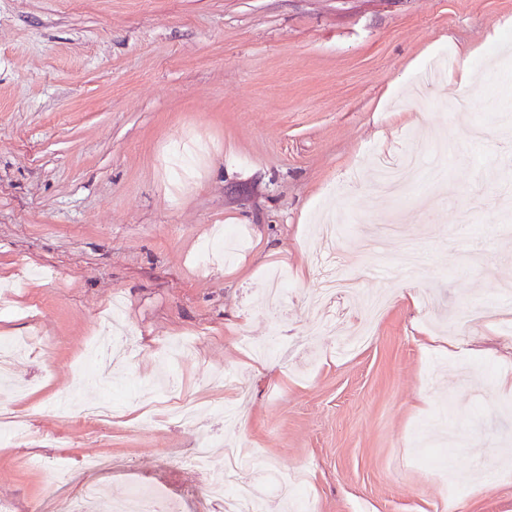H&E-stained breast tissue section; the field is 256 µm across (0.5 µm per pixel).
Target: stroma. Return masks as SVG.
<instances>
[{
    "mask_svg": "<svg viewBox=\"0 0 512 512\" xmlns=\"http://www.w3.org/2000/svg\"><path fill=\"white\" fill-rule=\"evenodd\" d=\"M463 46L467 87L421 83ZM507 114L512 0H0V340L30 341L0 501L48 512L54 472L97 455L115 468L71 492L107 512L155 489L220 512L186 462L205 438L299 478L313 512H512ZM329 213L357 217L332 246L344 319L314 261ZM226 225L233 259L199 263ZM117 299L112 421L61 415L101 396L76 382ZM250 347L284 357L259 376ZM184 400L195 428L167 416Z\"/></svg>",
    "mask_w": 512,
    "mask_h": 512,
    "instance_id": "35a3bbf8",
    "label": "stroma"
}]
</instances>
